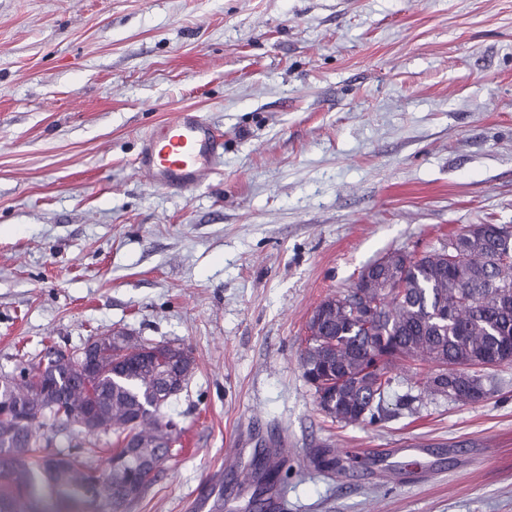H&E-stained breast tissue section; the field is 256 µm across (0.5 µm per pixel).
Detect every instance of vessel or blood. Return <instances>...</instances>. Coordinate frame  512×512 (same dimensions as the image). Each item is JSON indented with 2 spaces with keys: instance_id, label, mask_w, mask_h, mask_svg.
Masks as SVG:
<instances>
[{
  "instance_id": "b4317fda",
  "label": "vessel or blood",
  "mask_w": 512,
  "mask_h": 512,
  "mask_svg": "<svg viewBox=\"0 0 512 512\" xmlns=\"http://www.w3.org/2000/svg\"><path fill=\"white\" fill-rule=\"evenodd\" d=\"M223 138L198 113H176L144 139L137 169L151 185L174 192L199 186L216 169Z\"/></svg>"
}]
</instances>
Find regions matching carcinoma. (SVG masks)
<instances>
[{
    "mask_svg": "<svg viewBox=\"0 0 512 512\" xmlns=\"http://www.w3.org/2000/svg\"><path fill=\"white\" fill-rule=\"evenodd\" d=\"M460 232L448 244L404 260L394 251L370 284L323 300L308 325L301 361L303 378L334 399L326 414L355 424L374 416L392 377L403 362L427 365L415 372L421 391L463 405L491 392L485 376L460 369L467 361L497 355L512 362V257L505 259L494 225ZM380 310L364 317L367 306ZM99 354L88 373L74 363L56 377L55 396L44 395L51 367L41 363L0 375V512H56L68 502L78 509L105 501L114 512L140 499L151 475L173 456L181 432L160 419V410L183 390L166 387L164 357L193 359L179 344H154L124 332ZM99 410L94 437L115 433L117 448L105 470L64 454L41 459L45 429L62 431L78 423L88 408ZM143 447L132 453L125 443ZM285 463L264 465V489L281 482Z\"/></svg>",
    "mask_w": 512,
    "mask_h": 512,
    "instance_id": "obj_1",
    "label": "carcinoma"
}]
</instances>
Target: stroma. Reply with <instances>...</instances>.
Instances as JSON below:
<instances>
[{"label": "stroma", "mask_w": 512, "mask_h": 512, "mask_svg": "<svg viewBox=\"0 0 512 512\" xmlns=\"http://www.w3.org/2000/svg\"><path fill=\"white\" fill-rule=\"evenodd\" d=\"M184 110L224 158L175 194L134 160ZM473 224L512 226V0H0V372L117 329L195 358L130 512L227 469L213 512H251L277 438L287 512H512V363L473 405L396 369L346 426L299 365L320 302Z\"/></svg>", "instance_id": "1"}]
</instances>
